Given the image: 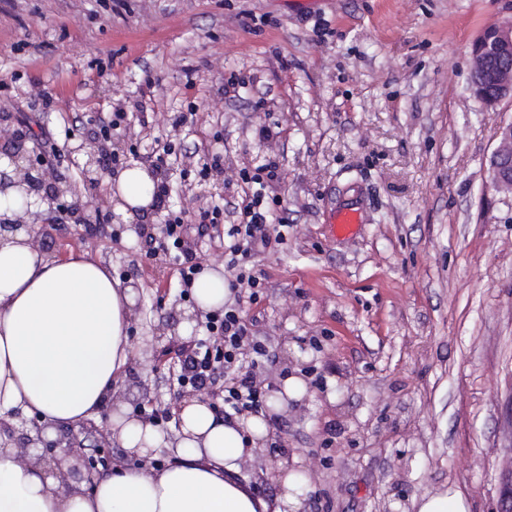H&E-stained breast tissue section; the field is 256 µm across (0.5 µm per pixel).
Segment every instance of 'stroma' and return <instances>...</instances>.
<instances>
[{
	"label": "stroma",
	"instance_id": "1",
	"mask_svg": "<svg viewBox=\"0 0 512 512\" xmlns=\"http://www.w3.org/2000/svg\"><path fill=\"white\" fill-rule=\"evenodd\" d=\"M510 22L512 0H0V151L19 139L50 161L81 191L79 215L105 203L122 239L97 245L115 263L136 258L135 224L163 216L125 219L115 179L85 174L88 116L135 108L187 145L223 119L224 175L197 189L219 205L237 202L240 168L275 162L286 242L240 307L269 339L263 380L304 391L266 409L280 445L262 441L241 470L257 495L273 499L288 467L306 478L298 512H416L450 491L497 512L512 463V195L486 161L512 102L486 110L469 86L473 39ZM192 102L198 125L171 129ZM65 112L86 121L68 129ZM346 209L350 235L330 222ZM58 217L34 228L51 231L48 256L82 254L83 225ZM127 281L117 391L136 415L167 395L174 348L203 327L178 318L194 297L175 270Z\"/></svg>",
	"mask_w": 512,
	"mask_h": 512
}]
</instances>
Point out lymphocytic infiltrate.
<instances>
[{
	"label": "lymphocytic infiltrate",
	"instance_id": "lymphocytic-infiltrate-1",
	"mask_svg": "<svg viewBox=\"0 0 512 512\" xmlns=\"http://www.w3.org/2000/svg\"><path fill=\"white\" fill-rule=\"evenodd\" d=\"M100 158L111 169L122 159L112 148V137L138 125L148 130L144 115L116 108L98 113ZM139 160L160 179L153 195V209L163 211L164 220L157 232H141L139 258L149 264L175 266L183 284H192L200 266V252H217L224 262V278L231 292L259 298L267 279L259 257L271 244H284L286 237L273 224V207L282 206L275 194L274 164L241 168L242 195L231 209H224L195 197L192 210L173 211L167 207L169 186L162 174L179 162L184 166V191L193 195L196 186L213 175L223 173L224 156L214 151L210 140L196 143L193 150L181 153L170 141H155ZM207 336L182 343L176 357L180 367L176 383L181 388L200 391L221 401L225 416L263 411L265 391L257 373L269 357L265 342L248 327L239 305L229 304L223 313H207Z\"/></svg>",
	"mask_w": 512,
	"mask_h": 512
}]
</instances>
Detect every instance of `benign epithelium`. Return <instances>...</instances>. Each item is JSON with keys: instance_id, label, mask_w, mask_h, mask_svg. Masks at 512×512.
Segmentation results:
<instances>
[{"instance_id": "obj_1", "label": "benign epithelium", "mask_w": 512, "mask_h": 512, "mask_svg": "<svg viewBox=\"0 0 512 512\" xmlns=\"http://www.w3.org/2000/svg\"><path fill=\"white\" fill-rule=\"evenodd\" d=\"M471 55L472 75L489 76L494 87L489 94L482 83L473 79L470 86L473 96L487 109L505 99L512 100V24L485 29L473 43ZM497 139V146L488 159L489 177L497 189L512 193V121L498 127ZM9 157L10 166L0 171L1 180L25 187L26 193L37 195L50 209L59 205L69 187L53 179L51 169L35 167L22 151L11 152ZM44 430L45 427L37 426L33 432L16 439L13 426L0 421V437L17 446L23 460L30 457L29 449L44 443ZM110 467L109 463L100 468L88 467L81 461L65 469L58 460L55 471L59 488L70 491L72 483L91 482L100 470L106 471ZM498 512H512V472L504 479Z\"/></svg>"}]
</instances>
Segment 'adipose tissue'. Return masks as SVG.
<instances>
[{
	"instance_id": "adipose-tissue-1",
	"label": "adipose tissue",
	"mask_w": 512,
	"mask_h": 512,
	"mask_svg": "<svg viewBox=\"0 0 512 512\" xmlns=\"http://www.w3.org/2000/svg\"><path fill=\"white\" fill-rule=\"evenodd\" d=\"M117 184L128 218L150 205L145 169H124ZM27 240L22 229L0 236V418L33 415L53 429L93 417L114 391L129 358L134 293L98 265L46 259ZM179 420L177 460L158 468L157 428L118 408L113 435L143 464L115 469L89 492H53L46 465L19 462L14 446L0 447V512H297L298 473L281 470L271 500L240 478L242 461L266 435L262 418L225 421L192 399Z\"/></svg>"
}]
</instances>
